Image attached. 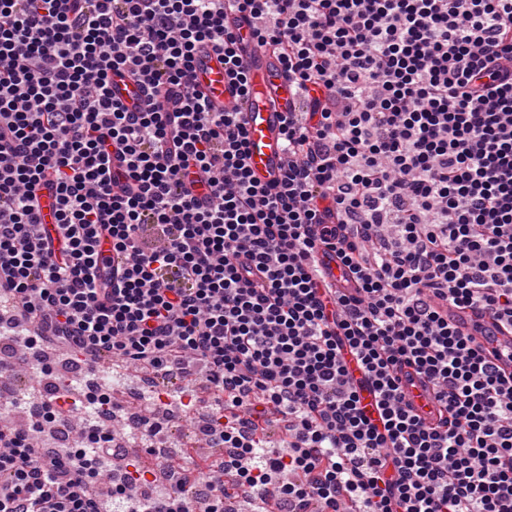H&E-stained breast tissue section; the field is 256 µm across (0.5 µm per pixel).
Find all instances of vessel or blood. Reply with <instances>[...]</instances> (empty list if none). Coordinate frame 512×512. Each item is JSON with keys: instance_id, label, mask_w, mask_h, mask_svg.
Listing matches in <instances>:
<instances>
[{"instance_id": "vessel-or-blood-1", "label": "vessel or blood", "mask_w": 512, "mask_h": 512, "mask_svg": "<svg viewBox=\"0 0 512 512\" xmlns=\"http://www.w3.org/2000/svg\"><path fill=\"white\" fill-rule=\"evenodd\" d=\"M234 31L249 78L248 93L238 95L224 74L222 55L209 46L201 48L196 55L193 83L214 110L238 107L248 134V165L252 176L267 184L281 174L282 119L296 97L295 88L283 75L278 62L257 47L247 23H236ZM322 268L335 288L344 292L355 288L356 282L349 269L336 257L323 258ZM448 322L458 332L474 337L503 375L512 374V327L484 311L454 306L448 309ZM400 385L414 415L428 425L440 422L445 411L424 379L407 368L400 375Z\"/></svg>"}]
</instances>
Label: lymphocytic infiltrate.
I'll return each instance as SVG.
<instances>
[{"instance_id": "1", "label": "lymphocytic infiltrate", "mask_w": 512, "mask_h": 512, "mask_svg": "<svg viewBox=\"0 0 512 512\" xmlns=\"http://www.w3.org/2000/svg\"><path fill=\"white\" fill-rule=\"evenodd\" d=\"M231 12L306 100L265 185L239 112L192 86L208 43L246 91ZM116 74L148 101H117ZM320 248L355 292L325 287ZM452 306L512 323V0H0V334L90 367L197 365L232 450L199 476L205 499L113 485L124 512H222L230 490L255 512H512V378ZM405 365L449 424L404 404ZM18 409L25 424L0 411V512H102L111 390L66 379Z\"/></svg>"}]
</instances>
